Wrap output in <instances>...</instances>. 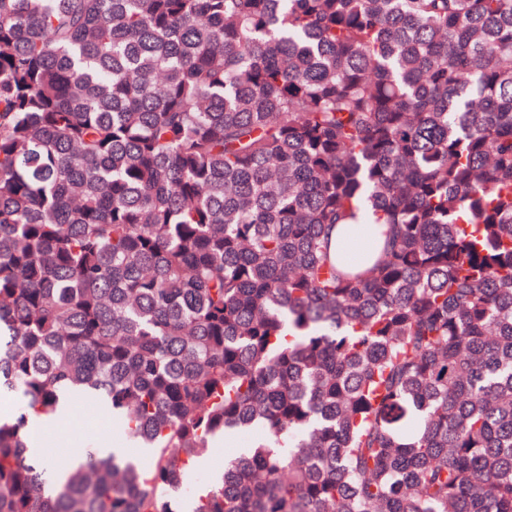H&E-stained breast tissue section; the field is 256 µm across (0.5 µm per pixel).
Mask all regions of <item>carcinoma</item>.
Instances as JSON below:
<instances>
[{
  "label": "carcinoma",
  "instance_id": "carcinoma-1",
  "mask_svg": "<svg viewBox=\"0 0 512 512\" xmlns=\"http://www.w3.org/2000/svg\"><path fill=\"white\" fill-rule=\"evenodd\" d=\"M1 393L0 512H512V0H0ZM39 429H48L40 432L43 448H84L90 447L95 439L100 437L93 448H85L106 457L112 452V436L120 439V432L113 429L112 421L103 416L99 403L90 395L80 396L74 400V412L67 421L66 432L51 430L61 426L62 421L38 418L35 422ZM209 459L211 468H193L190 473L187 475L185 479V489L188 488V490L185 491V496L190 495L193 487L201 481H204L208 479L212 474H214L215 467L223 460L224 462V448H215L213 452L210 454V456L206 457ZM219 462V463H218ZM214 468H212V466Z\"/></svg>",
  "mask_w": 512,
  "mask_h": 512
}]
</instances>
